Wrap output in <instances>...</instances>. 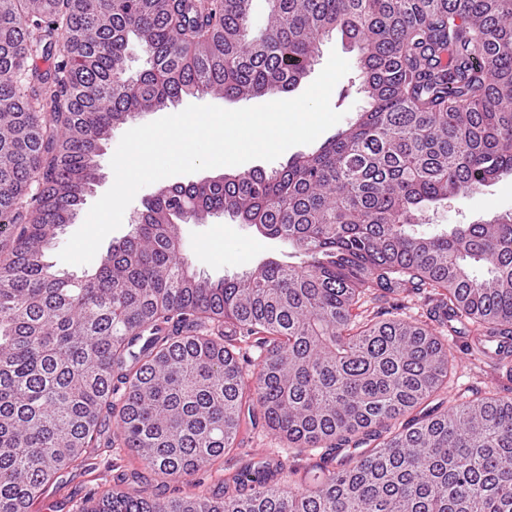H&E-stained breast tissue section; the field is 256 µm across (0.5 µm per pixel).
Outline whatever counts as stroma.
Segmentation results:
<instances>
[{"label":"stroma","mask_w":512,"mask_h":512,"mask_svg":"<svg viewBox=\"0 0 512 512\" xmlns=\"http://www.w3.org/2000/svg\"><path fill=\"white\" fill-rule=\"evenodd\" d=\"M366 99L359 90L356 71H349L335 86L331 106L342 112L340 128L353 123L365 107ZM512 214V174L501 176L494 184L462 199L423 212L416 230L434 234L451 224H473ZM183 255L195 270L213 279L234 277L251 271L268 259L300 266L305 258L278 240L262 236L254 227L233 221L229 216L210 218L204 224H184L180 227ZM454 368L445 389L429 403V409L444 411L462 395L469 396L488 390L512 397V377L497 374L483 359L475 358L465 340L451 343ZM239 450L226 455L224 472L236 471L244 463L257 462L286 442L265 428L244 425ZM140 462L124 448L91 449L85 469H74L61 476L36 505L35 512H80L86 501L97 492L112 487L123 474L139 467Z\"/></svg>","instance_id":"35a3bbf8"}]
</instances>
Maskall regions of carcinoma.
I'll return each mask as SVG.
<instances>
[{"instance_id":"1","label":"carcinoma","mask_w":512,"mask_h":512,"mask_svg":"<svg viewBox=\"0 0 512 512\" xmlns=\"http://www.w3.org/2000/svg\"><path fill=\"white\" fill-rule=\"evenodd\" d=\"M336 32L367 98L348 128L269 173L157 191L90 272L47 260L114 128L185 98H283ZM509 172L512 0H267L258 34L252 0H0V512H32L103 443L187 490L160 499L132 473L82 512H512V398L420 410L451 348L364 309L423 293L430 320L511 337L512 215L412 229ZM185 212L306 261L204 277L181 256ZM255 405L288 447L214 490L203 474Z\"/></svg>"}]
</instances>
